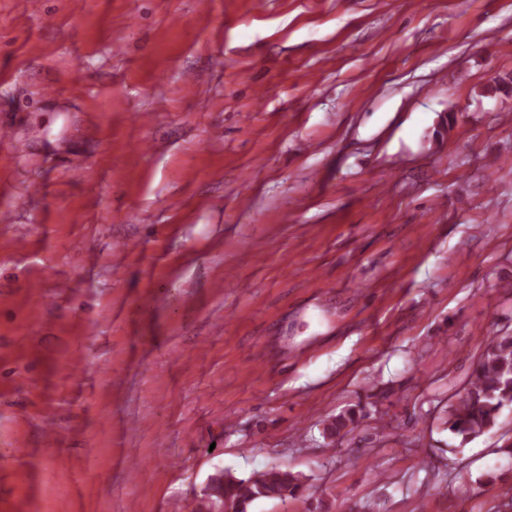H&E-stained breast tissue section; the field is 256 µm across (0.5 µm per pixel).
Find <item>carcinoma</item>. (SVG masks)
Instances as JSON below:
<instances>
[{"label":"carcinoma","mask_w":512,"mask_h":512,"mask_svg":"<svg viewBox=\"0 0 512 512\" xmlns=\"http://www.w3.org/2000/svg\"><path fill=\"white\" fill-rule=\"evenodd\" d=\"M512 408V334L490 338L470 379L448 412V429L464 442L478 438L497 423L501 411ZM358 423L350 409L328 419L324 437L331 439L352 430ZM304 488L300 475L279 467L264 468L242 478L225 470L211 477L208 492L200 502L207 512H216L229 503L235 512H249L262 499L296 497Z\"/></svg>","instance_id":"cac0c4a2"}]
</instances>
